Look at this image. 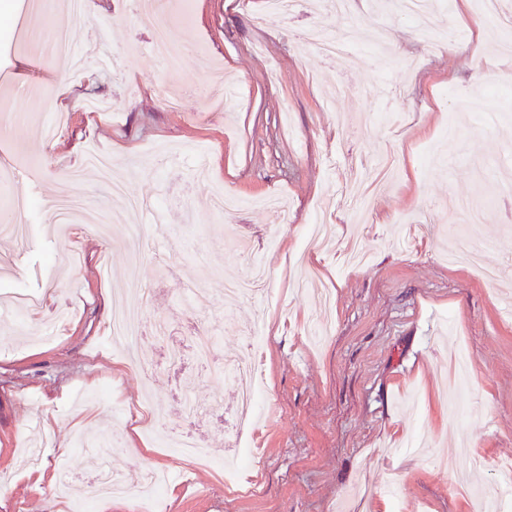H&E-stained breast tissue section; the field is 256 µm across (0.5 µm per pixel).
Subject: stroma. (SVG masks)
<instances>
[{
  "label": "stroma",
  "instance_id": "35a3bbf8",
  "mask_svg": "<svg viewBox=\"0 0 512 512\" xmlns=\"http://www.w3.org/2000/svg\"><path fill=\"white\" fill-rule=\"evenodd\" d=\"M314 2L263 24L264 0H191V21L170 16L186 51L172 75L137 9L89 0L92 19L72 39L83 78L67 82L48 51L52 21L0 0V108L31 119L0 126V170L27 200L0 218L30 227L23 247L0 235L11 259L0 268V512H84L74 489L111 464L133 488L144 469L168 471L162 512H471L457 484L512 462V198L498 191L512 179V70L492 66L512 39V0L491 22L435 0L433 26L459 35L440 45L389 0H357L355 16L377 12L388 28L385 52L371 28ZM312 26L348 53L332 62L302 45ZM200 50L244 96L200 94ZM87 96L109 117L82 111ZM61 110L68 125L44 139ZM91 145L148 205L101 230L55 224L48 197L109 199L96 176L66 179ZM218 184L244 206L213 216ZM131 225L163 229L135 265ZM254 265L269 272L265 291L225 308L224 281ZM132 280L151 291L147 326L167 328L135 359L108 334ZM192 314L222 357L261 338V451L235 487L134 432L124 413L148 404L217 460L241 447L235 386L192 358L165 359L169 343L190 345ZM186 386L222 413L183 420ZM452 401L463 416L449 415ZM106 428L111 458L91 445Z\"/></svg>",
  "mask_w": 512,
  "mask_h": 512
}]
</instances>
